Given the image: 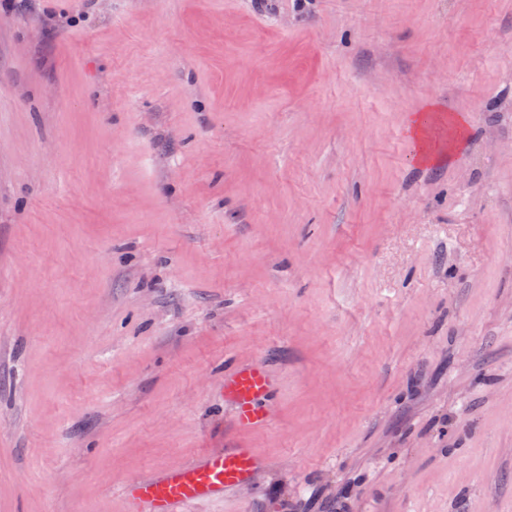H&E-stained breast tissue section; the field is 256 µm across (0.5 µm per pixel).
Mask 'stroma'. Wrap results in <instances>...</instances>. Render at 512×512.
I'll use <instances>...</instances> for the list:
<instances>
[{
    "label": "stroma",
    "mask_w": 512,
    "mask_h": 512,
    "mask_svg": "<svg viewBox=\"0 0 512 512\" xmlns=\"http://www.w3.org/2000/svg\"><path fill=\"white\" fill-rule=\"evenodd\" d=\"M205 448L194 512H512V0H0V512ZM427 110L423 112H414L409 115L406 122V133L416 145V159L421 164H426L432 160L433 150L430 145V123L432 115ZM272 381L265 367L252 363L237 368L224 382L226 396L235 405L234 421L237 428L250 430L266 425L268 410L261 400L271 390Z\"/></svg>",
    "instance_id": "1"
}]
</instances>
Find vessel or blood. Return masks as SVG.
Segmentation results:
<instances>
[{
	"label": "vessel or blood",
	"mask_w": 512,
	"mask_h": 512,
	"mask_svg": "<svg viewBox=\"0 0 512 512\" xmlns=\"http://www.w3.org/2000/svg\"><path fill=\"white\" fill-rule=\"evenodd\" d=\"M271 387L267 369L257 363L237 368L225 380L224 391L235 405L237 428L250 430L269 422L270 414L261 400ZM255 468V458L248 449L210 450L192 466L129 482L125 496L130 512H179L188 501L223 495L248 480Z\"/></svg>",
	"instance_id": "b4317fda"
}]
</instances>
